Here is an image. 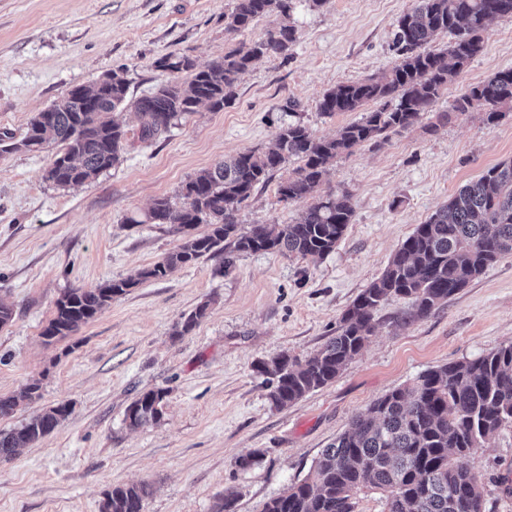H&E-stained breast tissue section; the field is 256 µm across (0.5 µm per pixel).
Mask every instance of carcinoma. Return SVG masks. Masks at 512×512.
<instances>
[{"instance_id": "carcinoma-1", "label": "carcinoma", "mask_w": 512, "mask_h": 512, "mask_svg": "<svg viewBox=\"0 0 512 512\" xmlns=\"http://www.w3.org/2000/svg\"><path fill=\"white\" fill-rule=\"evenodd\" d=\"M292 0H235L224 16L229 33L246 30L256 19L279 12L289 18ZM512 20V0H415L397 21L392 46L398 59L388 71L368 81L338 84L327 90L320 111L328 116L356 112L372 102L376 108L361 120L340 128L332 138H316L299 122L283 126L276 147L247 151L224 159L187 182L177 206L158 198L143 218L131 224H169L181 244L137 277L96 288H72L56 301L42 336L47 342L77 332L116 297L147 280L216 253L224 254V272L245 253L272 252L310 260L334 250L353 217L349 196H322L318 188L326 165L337 156L390 132L414 125L432 109L448 83L482 51L481 31L492 20ZM446 33L444 49H430ZM295 28L284 22L265 39L241 44L224 58L198 66L187 56H169L159 67L172 78L139 99V138L152 139L180 116L206 104L221 111L234 98L238 79L264 56L288 55ZM191 73L182 82L178 74ZM123 72L92 88H73L66 97L40 112L22 139L0 150L63 146L45 179L60 187L81 185L117 163L127 141L115 113L127 103ZM512 108V68L496 72L472 86L454 104L458 112L477 109L496 122L502 108ZM291 157L303 165L277 186L279 199L308 202L294 224H252L239 229L236 213L254 189L268 182ZM200 224L209 226L195 233ZM512 254V162L489 168L462 187L447 203L414 229L395 250L382 274L364 288L344 313L336 336L309 357L282 353L257 364L266 376L271 401L280 407L333 382L364 348L373 332V313L393 297L411 300V317L421 318L484 274L502 256ZM207 314L198 306L182 317L177 334L192 331ZM166 391L141 394L126 408L131 429L162 418ZM40 397L36 381L17 393L0 397V416ZM71 413L59 404L19 427L0 431V462L18 449L53 432ZM512 425V343L475 358L437 366L412 384L395 388L353 417L349 428L324 448L303 480L265 503L263 512H355V493L368 485L387 493V512H483V491L470 463L473 451L498 429ZM151 494L147 484L117 486L104 494L102 512H143Z\"/></svg>"}]
</instances>
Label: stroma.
Segmentation results:
<instances>
[{
    "label": "stroma",
    "instance_id": "obj_1",
    "mask_svg": "<svg viewBox=\"0 0 512 512\" xmlns=\"http://www.w3.org/2000/svg\"><path fill=\"white\" fill-rule=\"evenodd\" d=\"M413 0H293L297 41L288 55L266 56L243 73L224 110L199 106L158 137L129 140L118 164L92 181L59 187L44 178L62 147L0 152V304L13 320L0 327V396L36 381L41 396L0 430L61 403L72 413L51 434L0 463V512H100L106 491L146 483L143 512H234L264 505L306 477L321 450L354 415L429 368L474 358L512 342V255L428 316L407 320L411 303L392 298L373 315L374 332L325 387L274 406L257 361L281 353L306 358L336 334L343 313L378 278L400 243L464 185L512 161V109L486 123L457 112L462 90L512 68V21L482 32L483 51L449 84L431 111L406 130L338 156L320 191L348 193L354 216L335 249L314 262L272 253L223 256L140 283L77 332L46 343L42 331L61 295L136 276L174 251L167 224H133L160 197L200 171L243 151L274 147L295 99L314 137L334 136L360 113L322 114V94L393 67L391 33ZM235 0H0V134L21 137L30 121L79 85L124 69L128 99L149 95L169 77L157 63L186 55L220 59L279 25L270 14L230 34ZM301 164L290 158L257 187L238 213L241 229L292 224L306 202L285 203L277 185ZM207 305L191 332L182 316ZM166 390L163 417L140 429L127 406ZM251 466L238 461L251 452ZM485 512H512V426L491 434L471 459Z\"/></svg>",
    "mask_w": 512,
    "mask_h": 512
}]
</instances>
